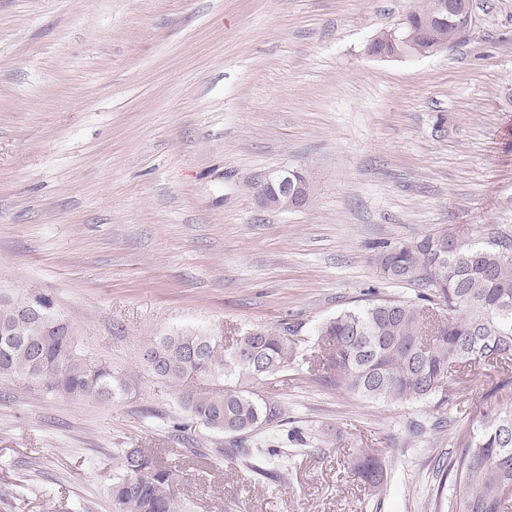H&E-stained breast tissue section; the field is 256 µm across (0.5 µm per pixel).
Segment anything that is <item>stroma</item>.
<instances>
[{
  "mask_svg": "<svg viewBox=\"0 0 512 512\" xmlns=\"http://www.w3.org/2000/svg\"><path fill=\"white\" fill-rule=\"evenodd\" d=\"M414 5L0 0V287L50 296L127 383L111 402L0 386V512H111L121 448L172 469L189 512H448L437 463L487 401L512 403L511 366L438 408L329 388L298 362L254 385L283 415L248 465L178 429L176 390L139 363L160 335L255 325L308 353L370 296L415 300L381 250L442 228L512 238V0H471L448 50L370 57ZM286 167L312 199L263 208L254 186ZM272 449L289 454L277 477ZM362 450L389 471L374 495L346 467Z\"/></svg>",
  "mask_w": 512,
  "mask_h": 512,
  "instance_id": "stroma-1",
  "label": "stroma"
}]
</instances>
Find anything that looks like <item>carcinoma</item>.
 Wrapping results in <instances>:
<instances>
[{"mask_svg": "<svg viewBox=\"0 0 512 512\" xmlns=\"http://www.w3.org/2000/svg\"><path fill=\"white\" fill-rule=\"evenodd\" d=\"M440 0H421L407 15L416 55L454 45L461 30L442 19ZM377 264L387 278L419 288L417 301L378 299L324 321L313 358L328 384L386 403H451L456 366L477 368L489 348L512 360V240L467 245L454 229L426 233L385 250ZM63 317L53 299L32 291L0 289V384L23 383L71 398L112 401L126 391L112 367L87 358L74 337L49 330ZM297 354L294 332L256 326L237 350L208 331L157 336L143 346L141 364L178 389L179 405L207 430L224 435L218 456L250 454L243 439L282 417L279 404L259 397L251 384L288 367ZM59 366L46 371L48 360ZM216 388L196 391L190 383ZM457 452L440 470L452 476L448 512H505L512 502V406L494 402L458 431ZM112 479V512H185L172 470L141 448H120ZM347 469L372 490L387 469L360 453Z\"/></svg>", "mask_w": 512, "mask_h": 512, "instance_id": "cac0c4a2", "label": "carcinoma"}]
</instances>
